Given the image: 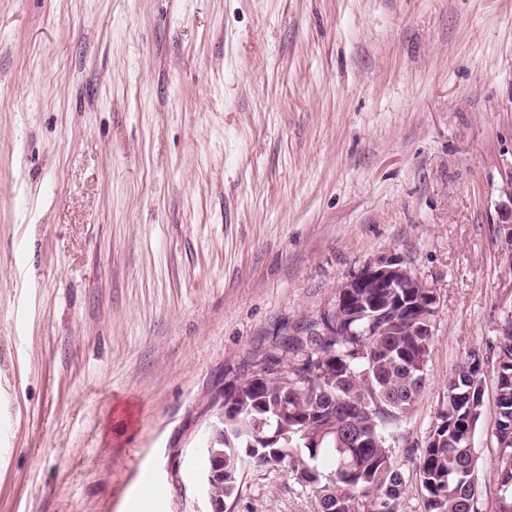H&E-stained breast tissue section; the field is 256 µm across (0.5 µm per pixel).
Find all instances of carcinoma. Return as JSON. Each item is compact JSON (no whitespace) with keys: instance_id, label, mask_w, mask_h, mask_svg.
<instances>
[{"instance_id":"obj_1","label":"carcinoma","mask_w":512,"mask_h":512,"mask_svg":"<svg viewBox=\"0 0 512 512\" xmlns=\"http://www.w3.org/2000/svg\"><path fill=\"white\" fill-rule=\"evenodd\" d=\"M433 289L387 292L367 281L343 285L336 315L319 348L282 336L268 351L224 372V478L207 484L216 500L230 497L244 458L285 464L311 489L321 512H398L405 483L392 433L407 413L404 392L418 399L432 337L417 316ZM497 492L492 512H512V326L502 333L494 368ZM484 359L477 351L448 374V401L416 465L425 512H480L469 424L483 407Z\"/></svg>"}]
</instances>
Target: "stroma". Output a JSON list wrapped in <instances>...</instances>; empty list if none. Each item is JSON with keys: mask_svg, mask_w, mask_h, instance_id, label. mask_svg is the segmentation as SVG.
Returning <instances> with one entry per match:
<instances>
[{"mask_svg": "<svg viewBox=\"0 0 512 512\" xmlns=\"http://www.w3.org/2000/svg\"><path fill=\"white\" fill-rule=\"evenodd\" d=\"M512 0H0V512H206L224 372L396 257L437 298L399 512L452 369L497 490ZM225 512H319L244 464Z\"/></svg>", "mask_w": 512, "mask_h": 512, "instance_id": "1", "label": "stroma"}]
</instances>
